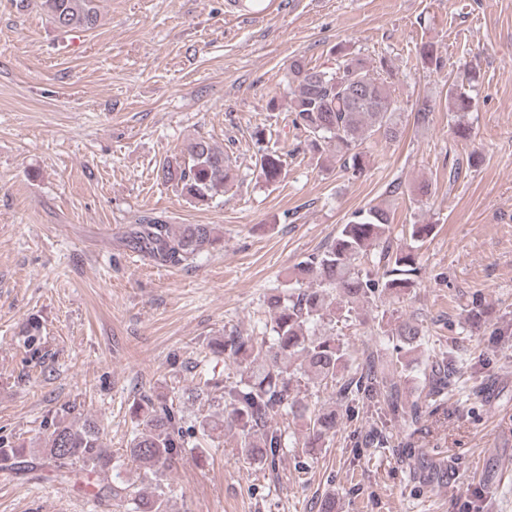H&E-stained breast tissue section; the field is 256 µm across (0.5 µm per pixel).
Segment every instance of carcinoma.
Listing matches in <instances>:
<instances>
[{
    "instance_id": "1",
    "label": "carcinoma",
    "mask_w": 512,
    "mask_h": 512,
    "mask_svg": "<svg viewBox=\"0 0 512 512\" xmlns=\"http://www.w3.org/2000/svg\"><path fill=\"white\" fill-rule=\"evenodd\" d=\"M41 8L64 32L93 30L100 21L96 0H41ZM332 55L331 65L322 68L301 58L288 64V112L313 152H334L341 169L360 176L370 161L366 140L375 134L389 141L401 137V107L385 59H369L344 44L333 47ZM419 57L433 72L447 67L446 55L431 43L420 47ZM267 137L266 128H255V168L265 183L275 184L286 177L288 162L286 154L265 146ZM158 177L187 202L203 206L224 195L235 173L223 148L196 137L163 162ZM392 218L390 207L383 204L352 212L331 242L295 268L288 289L270 298V321L264 323L261 336L232 331L211 344L214 355L241 369V379L223 387L206 380L191 390V397L207 403V414L192 420L178 407L149 396L133 406L136 426L126 455L143 470L147 484L131 494V512H169L162 483L165 471L185 448H200L228 428L238 430L241 455L262 465H275L293 447L292 435L273 425L279 416L302 423L304 447H321L336 433V412L312 408L299 396L304 379L331 387L349 408L383 401L391 414L405 412L390 379L406 367L401 358L350 375L345 344L316 332L319 325L334 326L341 317L352 318L361 305L382 295L398 298L417 286L422 273L419 256L414 247L394 243ZM432 231L431 224H407L401 234L423 243ZM220 241L210 224L173 225L147 214L138 218L131 232L132 248L170 267L192 264ZM422 334V326L413 320H403L391 330L397 350L409 355L418 352ZM428 387L424 400L411 406L416 417L423 410L430 415L438 412L448 390V374L431 372ZM68 414L63 409L51 421L42 454L64 477L79 471L94 478L97 495L109 500L124 497L126 488L112 484L113 457L96 422L87 419L79 425ZM27 453L24 444L0 436V463Z\"/></svg>"
}]
</instances>
